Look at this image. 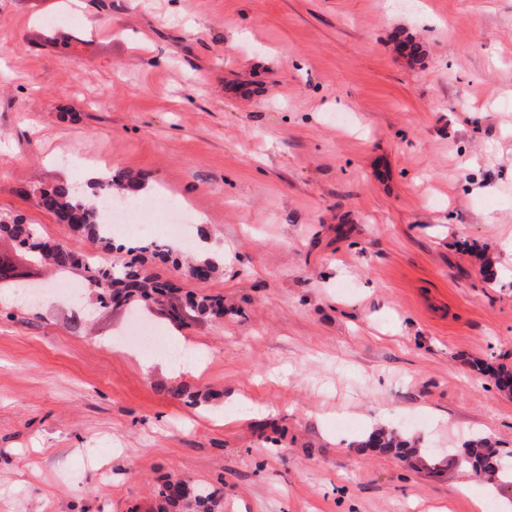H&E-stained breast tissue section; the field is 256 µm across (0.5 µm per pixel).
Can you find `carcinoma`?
<instances>
[{
    "label": "carcinoma",
    "instance_id": "1",
    "mask_svg": "<svg viewBox=\"0 0 512 512\" xmlns=\"http://www.w3.org/2000/svg\"><path fill=\"white\" fill-rule=\"evenodd\" d=\"M135 179L119 175L88 184L90 193L80 198L72 186L59 182L53 187L39 191L36 195L38 207L53 213L61 223L78 232L105 249L112 248V236L106 225L98 220L101 193L112 189L130 190L124 195L130 199L137 192L133 186ZM0 232L7 233L26 245L45 265L58 271H81L84 279L98 292L100 303L132 305L141 301H152L162 307L169 319L181 324L188 319L196 320L205 315L224 316V304L221 299L212 296L187 294L174 296V287L160 280L156 275L146 272L135 263L117 269L113 266L94 265L89 257L79 253L61 242H51L40 235L31 225L20 217L10 221H0ZM140 251H149L163 263L178 265L173 250L165 243L153 241L138 247ZM363 448H377L386 453L403 456L408 453L407 444L394 433L383 429L372 432L361 442ZM464 462L472 469L489 475L500 472L499 450L486 439L470 443L464 454ZM217 488L208 485L191 486L183 480L169 481L158 491L159 512H214L218 501Z\"/></svg>",
    "mask_w": 512,
    "mask_h": 512
}]
</instances>
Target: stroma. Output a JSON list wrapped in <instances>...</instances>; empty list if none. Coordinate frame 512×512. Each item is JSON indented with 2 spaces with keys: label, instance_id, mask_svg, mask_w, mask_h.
Listing matches in <instances>:
<instances>
[{
  "label": "stroma",
  "instance_id": "obj_1",
  "mask_svg": "<svg viewBox=\"0 0 512 512\" xmlns=\"http://www.w3.org/2000/svg\"><path fill=\"white\" fill-rule=\"evenodd\" d=\"M417 45L410 53L409 45ZM65 154L69 165L54 163ZM194 211L196 280L105 250L35 200L89 168ZM139 261L224 315L94 306L5 233L44 292L0 288V512H512V0H0V218ZM417 448L358 447L377 428ZM464 454V462L475 471L496 475L500 472L499 450L486 439L475 440L469 444ZM208 485L190 486L186 481H169L158 491L159 512H213L217 491Z\"/></svg>",
  "mask_w": 512,
  "mask_h": 512
}]
</instances>
